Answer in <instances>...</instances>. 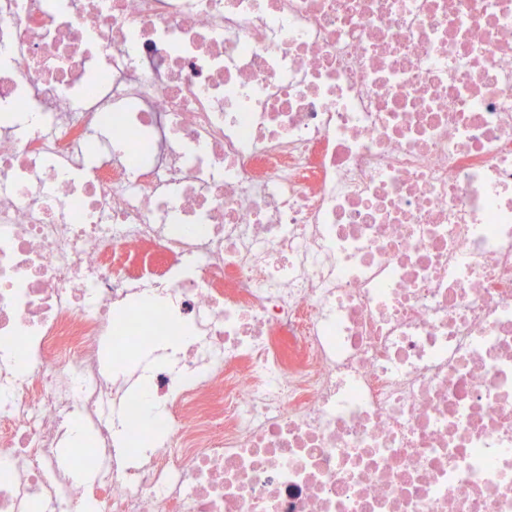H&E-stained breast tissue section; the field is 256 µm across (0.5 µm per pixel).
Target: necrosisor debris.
Listing matches in <instances>:
<instances>
[{
    "instance_id": "4bbe7bcc",
    "label": "necrosis or debris",
    "mask_w": 512,
    "mask_h": 512,
    "mask_svg": "<svg viewBox=\"0 0 512 512\" xmlns=\"http://www.w3.org/2000/svg\"><path fill=\"white\" fill-rule=\"evenodd\" d=\"M89 507L512 512V0H0V512Z\"/></svg>"
}]
</instances>
